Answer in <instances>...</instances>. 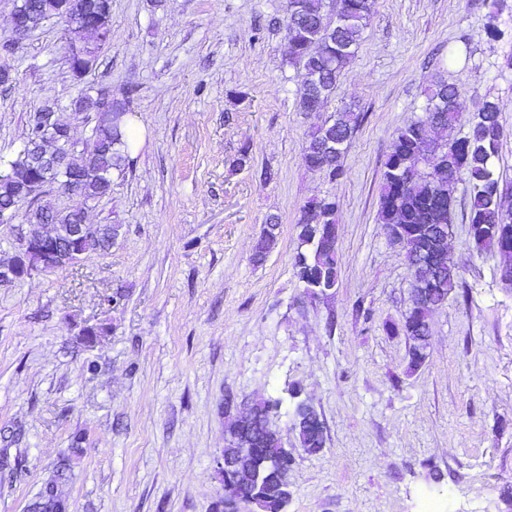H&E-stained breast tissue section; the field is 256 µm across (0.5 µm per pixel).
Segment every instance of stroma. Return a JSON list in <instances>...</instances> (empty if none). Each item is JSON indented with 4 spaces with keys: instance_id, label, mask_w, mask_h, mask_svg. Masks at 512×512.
Masks as SVG:
<instances>
[{
    "instance_id": "35a3bbf8",
    "label": "stroma",
    "mask_w": 512,
    "mask_h": 512,
    "mask_svg": "<svg viewBox=\"0 0 512 512\" xmlns=\"http://www.w3.org/2000/svg\"><path fill=\"white\" fill-rule=\"evenodd\" d=\"M110 2L112 40L85 74L52 22L16 43L0 85V157L48 105L84 147L95 115L71 110L84 94L125 102L144 131L133 167L86 209V223L121 225L112 247L0 285V454L22 471H0V512H27L64 456L68 512H214L226 430L255 401L293 451L288 512H512V286L499 254L473 245L469 185L452 187L448 242L463 287L430 318L415 370L411 277L378 220L395 134L441 80L465 119L497 103L495 173L512 188V0H373L317 112L299 109L288 0ZM345 105L363 122L334 178L302 156ZM313 199L338 209L324 298L293 269ZM270 224L277 244L254 262ZM302 400L324 423L316 454L289 429Z\"/></svg>"
}]
</instances>
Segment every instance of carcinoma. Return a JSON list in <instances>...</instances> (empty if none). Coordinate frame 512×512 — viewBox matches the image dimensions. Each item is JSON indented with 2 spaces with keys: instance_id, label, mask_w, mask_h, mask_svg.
<instances>
[{
  "instance_id": "cac0c4a2",
  "label": "carcinoma",
  "mask_w": 512,
  "mask_h": 512,
  "mask_svg": "<svg viewBox=\"0 0 512 512\" xmlns=\"http://www.w3.org/2000/svg\"><path fill=\"white\" fill-rule=\"evenodd\" d=\"M22 11L36 23L55 18L57 0H19ZM326 0H288V23L285 36L293 58L302 63L303 73L321 76L320 85L301 82L298 96L303 112L322 108L334 92L342 69L359 45L362 32L371 14V0H339L338 14L350 16V21L336 28V35L327 32ZM429 109L423 120L412 122L397 131L391 151L385 162V172L379 199V218L385 226L411 224L406 257L412 283H417L424 272L416 266L420 254L431 244L428 225L452 223L453 201L450 186L458 178L466 177L470 185V237L479 250L492 249L500 254L504 266L512 270V212L492 200L494 192L505 191L495 175L494 158L498 154L501 136L499 110L484 114L481 124L485 135L477 140L463 139L448 149L441 170L430 169L429 161L435 151L431 129L460 121L456 108H438L444 98L458 99L455 85L438 83L427 89ZM112 120L98 121L86 147L70 152L67 165L81 177L82 202L97 201L112 190L113 176L130 167L128 141L122 131L124 106H112ZM361 123L360 114L349 107L340 109L334 118L319 126L306 142L304 164L312 169L325 170L336 177L342 173V155L329 150L333 143L349 144ZM43 152L51 151L47 144V130L41 113H36L27 124L22 149L10 159L0 158V204L24 206L21 191L33 180H52L48 169L32 163L27 147ZM81 207L66 210L37 206L25 211L26 223L78 224ZM336 203L326 199L309 201L301 209L297 221L298 245L294 256L295 275L303 287L315 294L336 286ZM277 242L273 230H268L258 241L254 261L266 259ZM112 246V226L102 225V232L85 240L82 251L88 255L108 250ZM460 271L453 267L441 274L431 305L415 317L407 319L402 331L408 337L416 336L428 327L429 316L448 300V294L459 287ZM294 432L300 447L309 453L319 452L325 444L324 432L310 421L295 418ZM272 448L274 463L268 471L266 483L247 491L249 501L258 502L264 512H281V494L290 491L289 472L293 458L273 441L260 444ZM69 464L61 461L53 475L47 478L37 499L30 505L31 512H67L66 504L57 493L58 484L66 479Z\"/></svg>"
}]
</instances>
